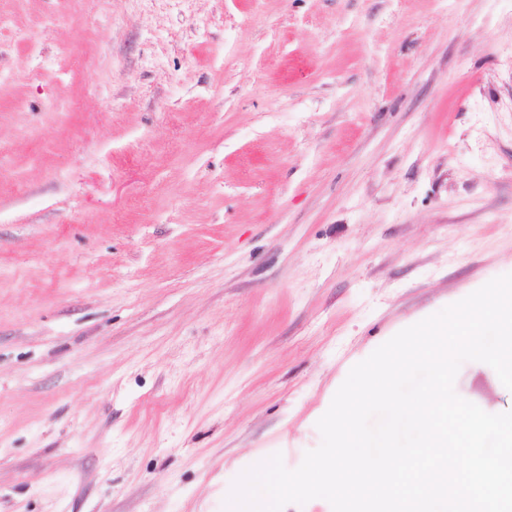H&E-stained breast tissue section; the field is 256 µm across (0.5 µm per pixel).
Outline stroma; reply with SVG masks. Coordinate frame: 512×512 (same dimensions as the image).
Here are the masks:
<instances>
[{"label": "stroma", "instance_id": "1", "mask_svg": "<svg viewBox=\"0 0 512 512\" xmlns=\"http://www.w3.org/2000/svg\"><path fill=\"white\" fill-rule=\"evenodd\" d=\"M506 274L512 0H0V512H228Z\"/></svg>", "mask_w": 512, "mask_h": 512}]
</instances>
